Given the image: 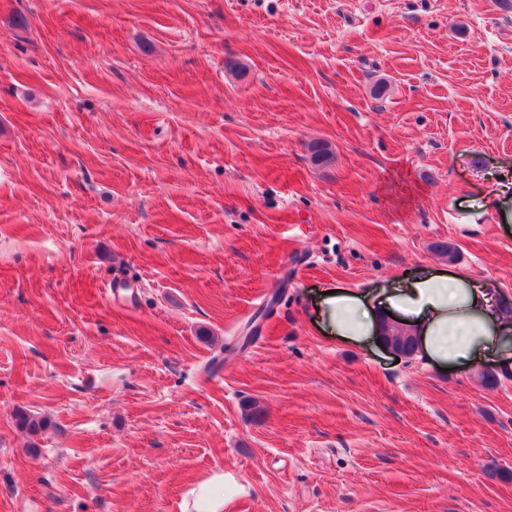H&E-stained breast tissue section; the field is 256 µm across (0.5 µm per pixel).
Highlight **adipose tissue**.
Returning <instances> with one entry per match:
<instances>
[{
	"mask_svg": "<svg viewBox=\"0 0 512 512\" xmlns=\"http://www.w3.org/2000/svg\"><path fill=\"white\" fill-rule=\"evenodd\" d=\"M321 318L337 339L372 343L385 321L403 323L417 339L415 355L442 368L512 356V318L490 284L462 272L422 269L378 292L336 289L326 295ZM221 472L194 484L181 512H224Z\"/></svg>",
	"mask_w": 512,
	"mask_h": 512,
	"instance_id": "ef3b65f1",
	"label": "adipose tissue"
}]
</instances>
